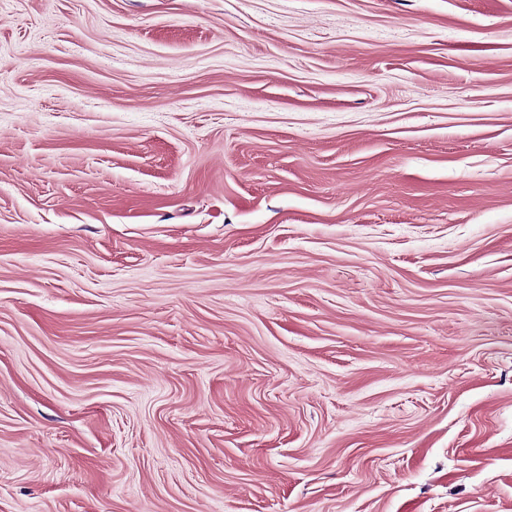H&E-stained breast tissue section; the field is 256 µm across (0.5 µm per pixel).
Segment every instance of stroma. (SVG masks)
Wrapping results in <instances>:
<instances>
[{
    "label": "stroma",
    "instance_id": "obj_1",
    "mask_svg": "<svg viewBox=\"0 0 512 512\" xmlns=\"http://www.w3.org/2000/svg\"><path fill=\"white\" fill-rule=\"evenodd\" d=\"M0 512H512V0H0Z\"/></svg>",
    "mask_w": 512,
    "mask_h": 512
}]
</instances>
